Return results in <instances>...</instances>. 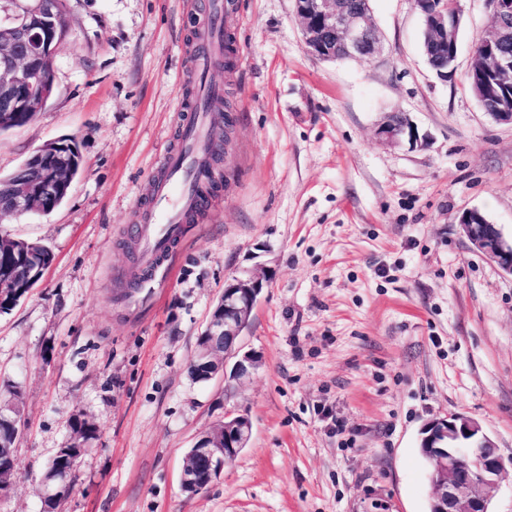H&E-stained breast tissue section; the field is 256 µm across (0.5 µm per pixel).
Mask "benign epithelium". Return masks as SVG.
Returning a JSON list of instances; mask_svg holds the SVG:
<instances>
[{
	"label": "benign epithelium",
	"instance_id": "benign-epithelium-1",
	"mask_svg": "<svg viewBox=\"0 0 512 512\" xmlns=\"http://www.w3.org/2000/svg\"><path fill=\"white\" fill-rule=\"evenodd\" d=\"M492 18L490 34L472 55L469 75L473 88L485 99L495 94L487 115L496 123L512 125V0H486ZM423 24L422 51L427 61L438 60L434 73L448 77L457 54L462 22L460 0L453 9L443 0H415ZM56 0H12L0 15V34L8 37L0 47V110L40 112L53 87L39 76L38 62L55 56L63 19ZM294 15L304 44L312 55L326 60L374 57L383 44L374 23L370 0H294ZM375 134L390 146L418 145L414 125L407 113L387 112ZM65 143H50L29 159L6 186H0V217L20 218L41 212L40 203L52 198L61 185L56 158ZM38 173L32 181L28 170ZM462 234L480 253L512 275V238H507L479 210H467L459 219ZM268 279L264 268L248 270L224 286L189 368L195 381L205 382L221 374L226 392L235 393L257 366L255 357L242 351L241 336ZM232 370H227L229 360ZM252 423L245 414L229 411L224 420L203 432L185 455L182 489L196 495L224 474V468L247 447ZM433 469L428 474L430 512H491L492 496L505 471L504 461L490 436L473 419L456 414L433 420L422 429ZM85 448H71L80 457ZM66 454V455H68ZM66 455L45 473L40 497L44 510L63 500L73 470Z\"/></svg>",
	"mask_w": 512,
	"mask_h": 512
}]
</instances>
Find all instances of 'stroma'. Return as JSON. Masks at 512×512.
I'll return each instance as SVG.
<instances>
[{
    "instance_id": "1",
    "label": "stroma",
    "mask_w": 512,
    "mask_h": 512,
    "mask_svg": "<svg viewBox=\"0 0 512 512\" xmlns=\"http://www.w3.org/2000/svg\"><path fill=\"white\" fill-rule=\"evenodd\" d=\"M54 89L0 133V176L41 146L75 139L84 161L47 215L0 234L53 261L0 313V398L23 394L17 475L0 512H40V482L75 417L98 431L61 512H428L422 426L480 423L505 463L494 512H512V275L473 249L476 208L512 235V127L468 85L490 29L486 0H461L448 80L429 68L414 0H371L384 51L323 60L293 0H227L236 54L216 66L235 118L226 185L148 276L137 223L197 89L195 0H65ZM407 112L424 144L380 141ZM266 267L244 332L260 364L233 395L193 382L197 338L226 281ZM231 409L252 435L223 476L190 496L185 453Z\"/></svg>"
}]
</instances>
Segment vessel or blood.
Segmentation results:
<instances>
[{"instance_id": "1", "label": "vessel or blood", "mask_w": 512, "mask_h": 512, "mask_svg": "<svg viewBox=\"0 0 512 512\" xmlns=\"http://www.w3.org/2000/svg\"><path fill=\"white\" fill-rule=\"evenodd\" d=\"M226 32L223 0H208L192 58L198 75H205L222 57ZM211 134L207 113L196 109L186 114L178 144L165 155L150 202L135 227L144 268H153L169 255L180 241L188 218L201 210L203 199L208 197L216 181L205 164Z\"/></svg>"}]
</instances>
